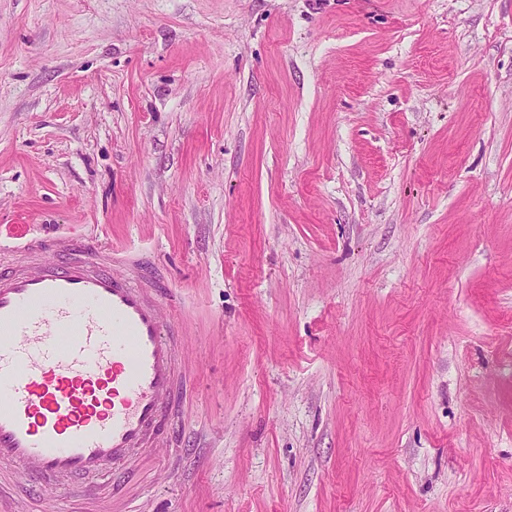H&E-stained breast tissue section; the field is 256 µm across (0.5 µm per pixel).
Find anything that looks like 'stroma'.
Masks as SVG:
<instances>
[{
	"mask_svg": "<svg viewBox=\"0 0 512 512\" xmlns=\"http://www.w3.org/2000/svg\"><path fill=\"white\" fill-rule=\"evenodd\" d=\"M19 230L181 296L102 512H512V0H0Z\"/></svg>",
	"mask_w": 512,
	"mask_h": 512,
	"instance_id": "stroma-1",
	"label": "stroma"
}]
</instances>
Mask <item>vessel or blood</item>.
Wrapping results in <instances>:
<instances>
[{
    "label": "vessel or blood",
    "mask_w": 512,
    "mask_h": 512,
    "mask_svg": "<svg viewBox=\"0 0 512 512\" xmlns=\"http://www.w3.org/2000/svg\"><path fill=\"white\" fill-rule=\"evenodd\" d=\"M43 259L0 264V487L75 481L168 447L187 376L137 254L17 236Z\"/></svg>",
    "instance_id": "obj_1"
}]
</instances>
